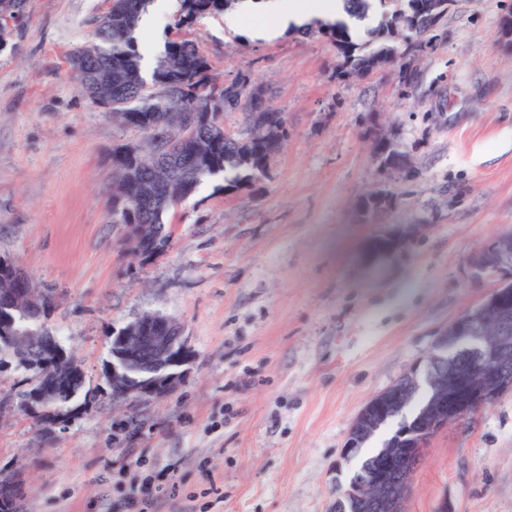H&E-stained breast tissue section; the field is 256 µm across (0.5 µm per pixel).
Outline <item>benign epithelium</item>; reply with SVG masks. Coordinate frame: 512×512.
I'll use <instances>...</instances> for the list:
<instances>
[{"label":"benign epithelium","mask_w":512,"mask_h":512,"mask_svg":"<svg viewBox=\"0 0 512 512\" xmlns=\"http://www.w3.org/2000/svg\"><path fill=\"white\" fill-rule=\"evenodd\" d=\"M148 130L147 139L131 149L133 163L126 167L128 184L141 202L161 197L173 173L181 169L179 150L162 155L155 145L168 141L180 146L192 140L198 122L189 119L178 129L152 124ZM250 137L255 142H275L280 140L281 131L263 117L254 123ZM147 155L154 158V164L145 169L141 162ZM375 157L387 168H395L400 162L399 154L384 137L376 143ZM469 269L474 280L497 274V285L437 336L424 370H410L359 411L342 449L344 459L354 458L362 436L380 422L407 415L414 395L420 391L426 394L421 414L413 419L412 429L402 432L405 436L414 431L418 448L448 424L464 420L470 412L512 390V233L502 235L476 253ZM11 272L15 287L0 299L4 310L22 315L39 311L49 293L34 292L23 272L16 268ZM13 324V319L7 316L0 321V341L12 349V361L17 366L29 368L37 359L32 354L34 339L15 335ZM53 353L60 367L53 381L33 392L25 404L27 408L66 402L75 395L76 364L60 347ZM191 357L183 329L175 320L160 313L145 314L112 338V389L124 396H163L178 381L177 369ZM382 456L385 472L358 486L360 502L364 512H402L419 452L385 448Z\"/></svg>","instance_id":"obj_1"}]
</instances>
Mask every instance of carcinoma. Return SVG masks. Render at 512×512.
<instances>
[{
  "mask_svg": "<svg viewBox=\"0 0 512 512\" xmlns=\"http://www.w3.org/2000/svg\"><path fill=\"white\" fill-rule=\"evenodd\" d=\"M150 3L151 0H111V6L105 13L108 20L97 21L90 56L82 58L76 52L71 54L70 69L75 80L97 69L109 70L112 90L121 92L124 99L132 102V110L145 115L153 123L175 126L188 113H202L198 131L202 154L185 167L174 186L173 196L183 200L207 178L219 173L224 175L227 187L238 188L252 183L263 175L261 159L278 151V148L263 143L246 144L231 135L215 143L210 142V121L204 116L208 111V99L215 95L223 98L225 112L243 109L251 113H274L279 118L282 114L253 98L246 78L228 85L216 83L209 61L196 41H167L151 78H146L135 30ZM344 4L350 19L361 21L366 18L369 0H344ZM23 8L24 0H0V45L6 43L10 34L9 21L23 15ZM224 11V0H181V14L176 25L190 24L202 16ZM391 20L392 17L383 15L379 25L370 30L371 38L368 40L361 39L359 31L340 18L332 23L315 22L307 27L306 33L325 35L331 40L337 51L336 77L339 78L371 70L376 60L396 52L390 41ZM441 22L442 19H434L428 11L421 13L418 29L413 34L415 44L425 47L436 40ZM130 206V198L112 196V223L153 224L160 242L167 244L169 235L165 230L164 217L174 204L169 202L133 216L129 212ZM51 310L53 307L50 306L40 315L35 314L26 320L16 319L17 333L35 337L41 350L59 344L46 327ZM15 488L11 478L0 477V512H15Z\"/></svg>",
  "mask_w": 512,
  "mask_h": 512,
  "instance_id": "carcinoma-1",
  "label": "carcinoma"
}]
</instances>
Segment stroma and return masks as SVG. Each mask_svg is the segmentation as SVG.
<instances>
[{
  "label": "stroma",
  "instance_id": "stroma-1",
  "mask_svg": "<svg viewBox=\"0 0 512 512\" xmlns=\"http://www.w3.org/2000/svg\"><path fill=\"white\" fill-rule=\"evenodd\" d=\"M108 6L25 0L0 46V255L53 293L47 326L85 374L48 438L42 409L18 406L30 372L0 367L16 512H335L357 413L495 284L469 259L512 228V0H453L434 47L341 79L321 35L258 39L220 15L179 28L180 0H152L141 54L198 41L288 137L256 183L218 175L169 212L148 259L112 222V152L144 134L85 99L68 63ZM380 134L400 168L375 160ZM392 235L394 253L374 250ZM153 312L193 357L165 396L115 395L112 338ZM404 512H512V392L429 440Z\"/></svg>",
  "mask_w": 512,
  "mask_h": 512
}]
</instances>
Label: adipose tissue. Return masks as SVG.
Returning a JSON list of instances; mask_svg holds the SVG:
<instances>
[{"label":"adipose tissue","mask_w":512,"mask_h":512,"mask_svg":"<svg viewBox=\"0 0 512 512\" xmlns=\"http://www.w3.org/2000/svg\"><path fill=\"white\" fill-rule=\"evenodd\" d=\"M343 8L342 0H307L303 7L295 0H243L236 10L225 15L224 24L231 29L240 28L252 12L260 10L271 20L264 30L265 35L271 36L300 24L305 14L331 18L342 14Z\"/></svg>","instance_id":"obj_1"}]
</instances>
